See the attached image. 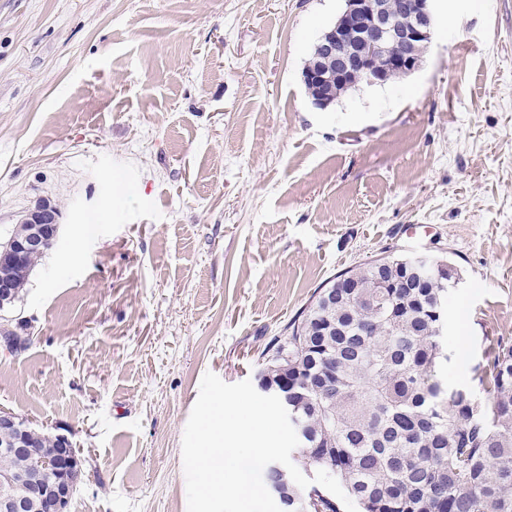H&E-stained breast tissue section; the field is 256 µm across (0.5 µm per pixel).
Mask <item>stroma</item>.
<instances>
[{
  "label": "stroma",
  "instance_id": "1",
  "mask_svg": "<svg viewBox=\"0 0 512 512\" xmlns=\"http://www.w3.org/2000/svg\"><path fill=\"white\" fill-rule=\"evenodd\" d=\"M344 7L0 0V242L43 200L61 224L0 407L73 433L68 512H187L203 375L255 379L317 288L383 252L459 269L445 384L512 343V0H434L414 74L323 110L301 72Z\"/></svg>",
  "mask_w": 512,
  "mask_h": 512
}]
</instances>
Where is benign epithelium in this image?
<instances>
[{"instance_id": "7a95c632", "label": "benign epithelium", "mask_w": 512, "mask_h": 512, "mask_svg": "<svg viewBox=\"0 0 512 512\" xmlns=\"http://www.w3.org/2000/svg\"><path fill=\"white\" fill-rule=\"evenodd\" d=\"M432 0H346V7L334 25L318 39L320 60L302 72L303 83L314 106L331 104L334 88L360 83H382L393 72L409 75L422 63V56L408 51L416 44L431 42L434 30ZM59 214L47 202L38 204L22 220L7 241L0 243V265H20L34 254L48 249L58 238ZM16 289L0 278V309L10 308ZM0 324V348L21 350L27 337ZM58 452L46 455L38 450L32 422L0 408V450L12 456L29 457L28 466L0 474V512H28L37 500L43 512H67L82 481L83 464L66 434H53Z\"/></svg>"}]
</instances>
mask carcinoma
I'll use <instances>...</instances> for the list:
<instances>
[{
  "label": "carcinoma",
  "instance_id": "cac0c4a2",
  "mask_svg": "<svg viewBox=\"0 0 512 512\" xmlns=\"http://www.w3.org/2000/svg\"><path fill=\"white\" fill-rule=\"evenodd\" d=\"M342 278L354 287L334 306L317 289L259 370L271 387L288 378L292 460L335 477L362 512H512V344L493 349L482 397L438 375L454 263L393 255ZM303 499L341 512L325 488L288 485V512Z\"/></svg>",
  "mask_w": 512,
  "mask_h": 512
}]
</instances>
